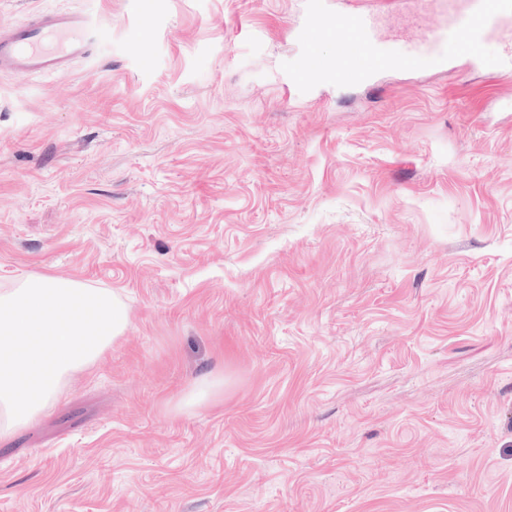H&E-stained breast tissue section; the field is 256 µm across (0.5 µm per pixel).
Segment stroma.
I'll list each match as a JSON object with an SVG mask.
<instances>
[{
	"mask_svg": "<svg viewBox=\"0 0 512 512\" xmlns=\"http://www.w3.org/2000/svg\"><path fill=\"white\" fill-rule=\"evenodd\" d=\"M303 0H0L90 16L0 77V287L130 326L0 441V512H512V58L298 75ZM377 36L410 45L406 6ZM222 372L221 405L174 413Z\"/></svg>",
	"mask_w": 512,
	"mask_h": 512,
	"instance_id": "35a3bbf8",
	"label": "stroma"
}]
</instances>
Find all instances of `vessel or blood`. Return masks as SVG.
I'll list each match as a JSON object with an SVG mask.
<instances>
[{
	"mask_svg": "<svg viewBox=\"0 0 512 512\" xmlns=\"http://www.w3.org/2000/svg\"><path fill=\"white\" fill-rule=\"evenodd\" d=\"M407 2L419 34L416 57L421 61L444 65L448 48L454 44L478 58L491 38L512 35V0ZM305 13V28L333 22L352 32L351 39L338 47L335 60L325 64L315 56H306L305 71L323 70L339 79L361 81L367 74L366 59L383 64L398 61V54L376 39L374 16L348 9L346 0H306ZM432 15L441 17L440 27L429 24ZM94 36L91 20L73 12H45L18 24L0 25V75L15 78L65 71L74 61L88 56Z\"/></svg>",
	"mask_w": 512,
	"mask_h": 512,
	"instance_id": "1",
	"label": "vessel or blood"
}]
</instances>
